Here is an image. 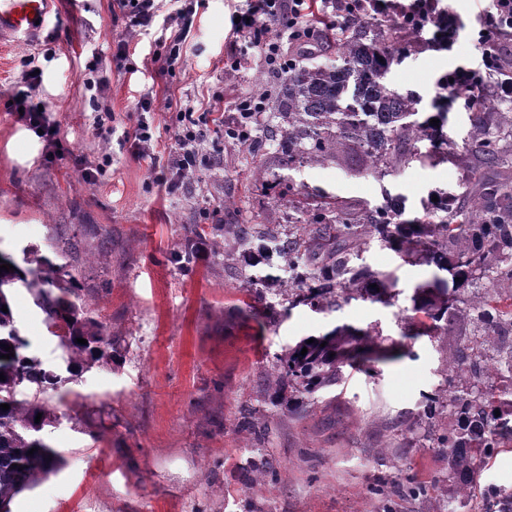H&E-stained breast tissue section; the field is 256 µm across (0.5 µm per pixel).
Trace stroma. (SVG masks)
<instances>
[{
  "mask_svg": "<svg viewBox=\"0 0 512 512\" xmlns=\"http://www.w3.org/2000/svg\"><path fill=\"white\" fill-rule=\"evenodd\" d=\"M112 3L54 0L36 42L0 46V250L17 255L77 235L70 262L79 294L123 342L112 363L43 394L56 416L46 440L63 463L17 495L10 512H448V464L416 423L427 396L443 387L445 346L419 339L415 358L382 365L373 377L347 371L340 386L308 396L297 411L272 400L276 356L288 343L343 323L375 324L384 344L401 341L413 289L430 269L374 244L363 258L395 273L393 306L354 302L327 317L297 308L266 318L244 285L251 268L236 227L262 222L280 231L288 224L287 208L270 203L274 187L252 177L259 163L278 170L276 144L257 158L246 145L209 135L206 150L222 167L200 168L187 192L169 195L151 187L146 163L129 149L105 147L93 121L108 112L117 129L133 128L137 104L149 94L164 125L173 117L168 97L205 108L214 95L230 101L260 83L276 87L279 77L258 49L232 36L225 0H197L196 37L171 75L156 54L173 0H163L151 28L136 32ZM437 7L454 20V38L442 49L410 52L391 74L395 87L420 96L418 109L427 113L448 70L480 61L468 40L478 0H437ZM121 40L128 44L122 70L113 60ZM234 56L245 63L231 71L225 62ZM33 69V92L68 147L51 160L10 106ZM106 148L111 166L85 182L84 164ZM299 179L351 202H380L387 188L406 196L411 213L432 191L464 190L452 163H413L383 181L335 165L308 167ZM229 193L238 212L204 239L207 260L183 270L175 258L183 237L207 223V209L224 205ZM12 306L33 353L44 366L61 364L65 353L30 294L16 291ZM409 479L425 494H382Z\"/></svg>",
  "mask_w": 512,
  "mask_h": 512,
  "instance_id": "1",
  "label": "stroma"
}]
</instances>
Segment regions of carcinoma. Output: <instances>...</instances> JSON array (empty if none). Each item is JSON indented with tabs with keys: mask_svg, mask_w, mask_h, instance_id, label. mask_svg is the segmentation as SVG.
Segmentation results:
<instances>
[{
	"mask_svg": "<svg viewBox=\"0 0 512 512\" xmlns=\"http://www.w3.org/2000/svg\"><path fill=\"white\" fill-rule=\"evenodd\" d=\"M338 63L296 62L284 75L274 97V117L267 135L283 150L285 174H274L278 187L272 202L288 208V231L265 224H239L243 252L259 253L266 264L278 258L288 279L267 273L246 277L268 317L303 306L328 316L362 301L390 306L398 298L394 272H379L361 263L374 242L392 250L403 262L435 268L431 280L411 295V314L404 318L406 342L385 346L376 326L336 325L314 342L301 338L276 356L277 401L299 408L307 396L340 385L346 368L373 371L380 364L413 356L412 344L426 337L448 342L445 385L427 399L424 415L444 411L455 423L430 431L432 447L448 449V481L452 496L464 509L475 497L476 476L491 458L472 455L470 448H505L512 444V109L505 112L491 99L471 113L469 149L448 150L443 134L446 113L420 119V97L392 85V67L413 48L424 46L416 23L399 0L377 18L357 11L346 29L333 35ZM361 161L352 176L371 174L378 180L413 162H455L466 187L461 195L436 192L438 201L423 213L405 218L406 198L382 190L379 205L350 203L322 188L296 182L303 167L333 163L342 166L352 155ZM191 230L176 259L187 270L199 259ZM43 254L34 246L22 257H0V355L3 345L14 356L0 358V508H9L17 494L53 472L59 456L42 435L56 416L40 395L78 380L97 363H109L121 342L107 332L93 312L78 302L80 287L64 253ZM376 287H371V284ZM275 287L283 310L265 301L263 288ZM26 289L43 315L49 336L66 352L63 363L48 368L31 352L12 308V294ZM87 344L77 343V339ZM306 354H301L302 349ZM504 382L496 393L486 390L489 366ZM500 415H495V412ZM40 422H35L37 414ZM36 449L28 454L30 449ZM478 512H512V492L483 488Z\"/></svg>",
	"mask_w": 512,
	"mask_h": 512,
	"instance_id": "carcinoma-1",
	"label": "carcinoma"
}]
</instances>
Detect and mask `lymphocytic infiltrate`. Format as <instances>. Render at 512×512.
<instances>
[{"mask_svg":"<svg viewBox=\"0 0 512 512\" xmlns=\"http://www.w3.org/2000/svg\"><path fill=\"white\" fill-rule=\"evenodd\" d=\"M375 8V0H246L235 6L239 18L232 30L236 37L254 45L264 54L273 72H286L295 49L319 42L316 19H323L328 28H343L348 13L357 7ZM193 0H183L169 26L168 44L164 52L166 72L175 71L181 61L182 49L194 38ZM512 33V0H493L491 9L480 18L472 46L481 55L477 66L450 70L448 90L462 100L467 109H474L482 100L484 85L493 70L498 69L500 41ZM265 97L248 94L237 98L230 116L208 118L195 114L192 105L169 99L168 106L176 113L174 124L161 127L153 117V101L142 98L137 107L135 124L126 141L132 155L146 161L157 186L167 192L190 183L205 157L200 150L203 124L213 123L228 137L249 142L259 114L266 109ZM12 109L20 110V122L29 130L40 132L46 147L62 151L59 123L50 112L41 110L31 93L19 92L13 97ZM168 136L167 155H159L155 145L161 136Z\"/></svg>","mask_w":512,"mask_h":512,"instance_id":"f902f5d3","label":"lymphocytic infiltrate"}]
</instances>
